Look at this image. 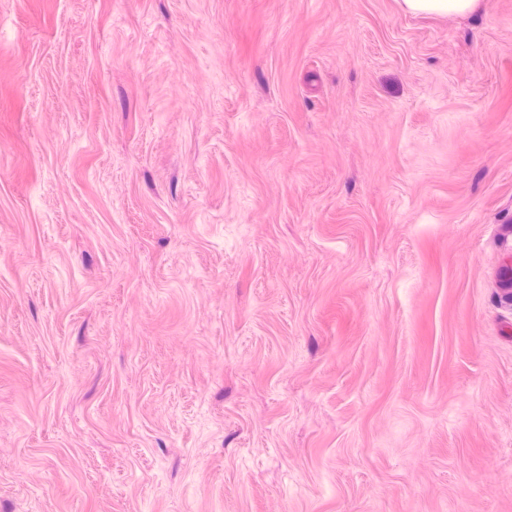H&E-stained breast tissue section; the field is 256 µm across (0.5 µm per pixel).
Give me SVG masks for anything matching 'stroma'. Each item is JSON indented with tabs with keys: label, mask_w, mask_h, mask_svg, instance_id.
Returning a JSON list of instances; mask_svg holds the SVG:
<instances>
[{
	"label": "stroma",
	"mask_w": 512,
	"mask_h": 512,
	"mask_svg": "<svg viewBox=\"0 0 512 512\" xmlns=\"http://www.w3.org/2000/svg\"><path fill=\"white\" fill-rule=\"evenodd\" d=\"M512 0H0V512H512ZM483 0H398L399 7L410 14L468 15L479 11Z\"/></svg>",
	"instance_id": "35a3bbf8"
}]
</instances>
